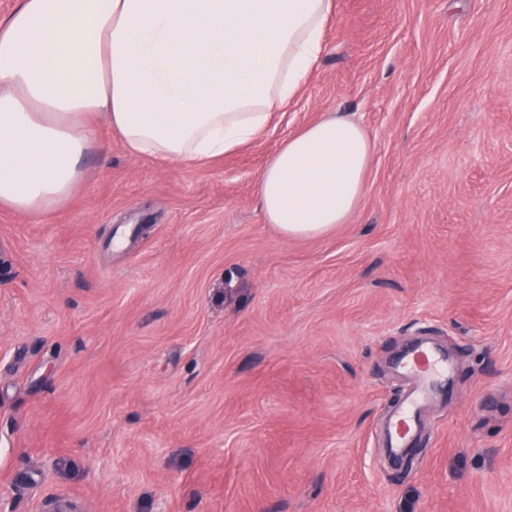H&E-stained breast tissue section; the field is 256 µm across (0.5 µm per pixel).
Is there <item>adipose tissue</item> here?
Here are the masks:
<instances>
[{"instance_id":"ef3b65f1","label":"adipose tissue","mask_w":512,"mask_h":512,"mask_svg":"<svg viewBox=\"0 0 512 512\" xmlns=\"http://www.w3.org/2000/svg\"><path fill=\"white\" fill-rule=\"evenodd\" d=\"M333 0H18L0 20V206H63L104 121L127 150L196 165L253 140L323 50ZM371 140L328 112L258 183L267 223L317 237L366 191Z\"/></svg>"}]
</instances>
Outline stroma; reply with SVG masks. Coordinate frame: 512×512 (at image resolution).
I'll use <instances>...</instances> for the list:
<instances>
[{
	"label": "stroma",
	"instance_id": "stroma-1",
	"mask_svg": "<svg viewBox=\"0 0 512 512\" xmlns=\"http://www.w3.org/2000/svg\"><path fill=\"white\" fill-rule=\"evenodd\" d=\"M265 132L175 166L106 125L68 202L0 207V512H512V0H334ZM336 112L373 145L348 223L258 180ZM458 364L410 467L392 359Z\"/></svg>",
	"mask_w": 512,
	"mask_h": 512
}]
</instances>
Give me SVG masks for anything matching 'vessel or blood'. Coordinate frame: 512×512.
<instances>
[{"label": "vessel or blood", "mask_w": 512, "mask_h": 512, "mask_svg": "<svg viewBox=\"0 0 512 512\" xmlns=\"http://www.w3.org/2000/svg\"><path fill=\"white\" fill-rule=\"evenodd\" d=\"M394 369L406 382L401 401L382 424L384 445L396 460L410 456L423 430V413L449 397L456 366L444 352L420 341L400 354Z\"/></svg>", "instance_id": "1"}]
</instances>
